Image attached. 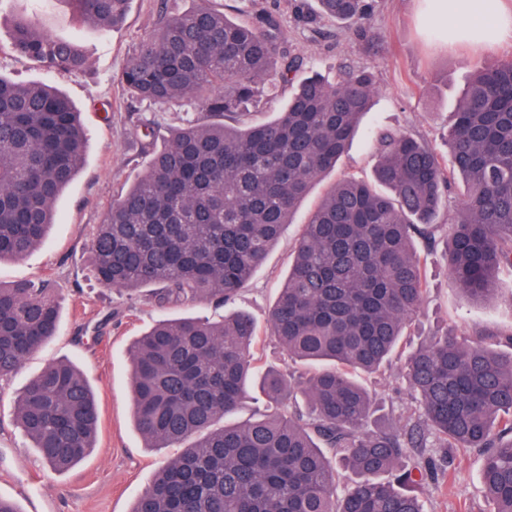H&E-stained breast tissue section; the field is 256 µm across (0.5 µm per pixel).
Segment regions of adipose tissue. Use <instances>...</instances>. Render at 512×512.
<instances>
[{
  "label": "adipose tissue",
  "instance_id": "ef3b65f1",
  "mask_svg": "<svg viewBox=\"0 0 512 512\" xmlns=\"http://www.w3.org/2000/svg\"><path fill=\"white\" fill-rule=\"evenodd\" d=\"M460 32L491 45H512V0H463Z\"/></svg>",
  "mask_w": 512,
  "mask_h": 512
}]
</instances>
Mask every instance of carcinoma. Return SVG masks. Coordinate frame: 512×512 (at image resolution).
<instances>
[{"instance_id": "obj_1", "label": "carcinoma", "mask_w": 512, "mask_h": 512, "mask_svg": "<svg viewBox=\"0 0 512 512\" xmlns=\"http://www.w3.org/2000/svg\"><path fill=\"white\" fill-rule=\"evenodd\" d=\"M76 21L109 35L131 0H66ZM320 13L370 33L369 0H317ZM12 49L49 73L83 70L74 40L15 17ZM304 58L276 15L236 21L215 7L181 15L159 3L154 32L114 79L131 98L185 103L203 114L156 138L133 128L147 158L140 178L97 225L91 263L106 288L147 289L157 307H225L294 221L314 185L336 168L376 87L343 66L294 82ZM264 84L291 87L262 123L245 121ZM372 179L345 174L302 224L270 333L298 377L260 366L252 318H162L129 348L133 419L149 448L182 452L158 470L132 512H425L418 489L450 478L430 448L477 452L493 512H512V352L453 332L404 352L428 293V243L454 189L460 211L446 230L452 283L480 302L512 266V57L471 74L448 127L449 159L424 141L376 136ZM80 112L45 82L0 75V262L45 240L56 202L85 162ZM61 310L48 280L0 283V382L54 338ZM405 354L415 400L401 427L368 431L377 396L361 381ZM258 390L271 410L231 423ZM15 418L44 461L65 472L91 451L99 411L69 360L48 364L15 402Z\"/></svg>"}]
</instances>
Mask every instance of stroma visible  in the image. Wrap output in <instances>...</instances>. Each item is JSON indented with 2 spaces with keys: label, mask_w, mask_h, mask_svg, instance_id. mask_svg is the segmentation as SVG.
Listing matches in <instances>:
<instances>
[{
  "label": "stroma",
  "mask_w": 512,
  "mask_h": 512,
  "mask_svg": "<svg viewBox=\"0 0 512 512\" xmlns=\"http://www.w3.org/2000/svg\"><path fill=\"white\" fill-rule=\"evenodd\" d=\"M234 13L266 9L279 16L305 67L335 77L347 65L372 74L376 87L373 109L336 168L317 185L293 223L285 225L277 244L232 304L247 313L263 339L265 365L286 368L287 356L269 334V312L292 263L293 248L306 218L326 185L345 174L370 176L375 165L374 136L395 130L421 140L440 155L448 153L451 110L475 64L512 56V47L449 43L431 36L419 0H372L370 38H360L319 19L298 17L294 0H211ZM157 0H132L123 24L111 35L78 24L64 0H0V74L27 83L45 79L40 65L18 57L10 38L15 15L37 13L42 25L62 40L79 39L87 67L57 74L54 83L75 103L87 133L84 167L57 202L56 222L45 244L19 261L0 263V282L48 278L60 297L58 336L34 351L13 377L0 382V497L14 501L19 512H131L154 473L176 456L173 448H149L131 414L127 350L136 336L160 316L149 296L103 287L90 259L95 228L113 197L143 171L144 159L131 136L138 116L158 114L162 131L181 126L187 113L176 105L132 100L113 82L136 45L154 29ZM429 290L409 329L412 345L448 330L470 342L488 335L512 334V269L498 275V292L484 303L470 301L448 275L443 249L427 257ZM78 364L93 387L100 423L92 451L74 468L58 473L41 459L32 441L15 425V399L30 379L50 362ZM398 365L367 376L380 409L376 427L404 423L413 407ZM452 469L448 486H426L420 498L427 512H491L480 482V462L471 452L448 454Z\"/></svg>",
  "instance_id": "1"
}]
</instances>
